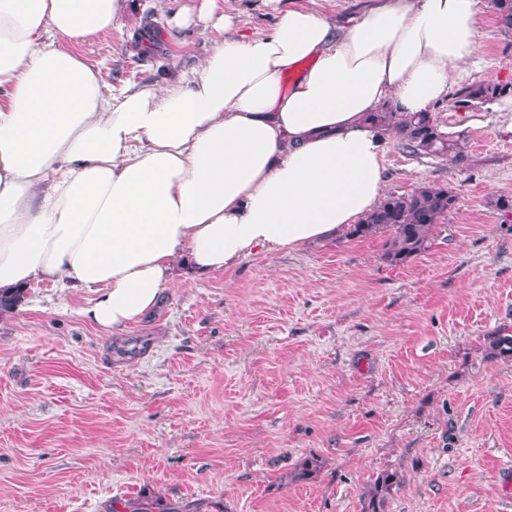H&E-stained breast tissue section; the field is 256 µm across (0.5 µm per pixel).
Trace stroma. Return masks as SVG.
Segmentation results:
<instances>
[{"label":"stroma","instance_id":"1","mask_svg":"<svg viewBox=\"0 0 512 512\" xmlns=\"http://www.w3.org/2000/svg\"><path fill=\"white\" fill-rule=\"evenodd\" d=\"M125 0L107 36L76 48L105 95L168 85L218 34L169 27L195 0ZM309 0H219L232 34L272 32ZM480 48L431 106L465 167L390 138L386 189H453L429 248L394 266L387 233L261 251L227 270L175 266L152 314L122 331L84 316L88 288L32 283L0 314V512H512V116L453 94L512 80V37L492 11ZM316 467L297 479L305 462ZM397 476L388 473L377 478L369 493V501L366 512H384V504L387 495L390 494L393 486L397 484Z\"/></svg>","mask_w":512,"mask_h":512}]
</instances>
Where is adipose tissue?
<instances>
[{
	"mask_svg": "<svg viewBox=\"0 0 512 512\" xmlns=\"http://www.w3.org/2000/svg\"><path fill=\"white\" fill-rule=\"evenodd\" d=\"M121 2L0 0V289H100L85 314L112 329L157 309L181 261L226 269L373 210L386 136L369 114L444 98L482 6L380 0L350 25L302 7L233 36L202 0L174 18L224 33L199 69L108 97L74 48L111 34Z\"/></svg>",
	"mask_w": 512,
	"mask_h": 512,
	"instance_id": "1",
	"label": "adipose tissue"
}]
</instances>
